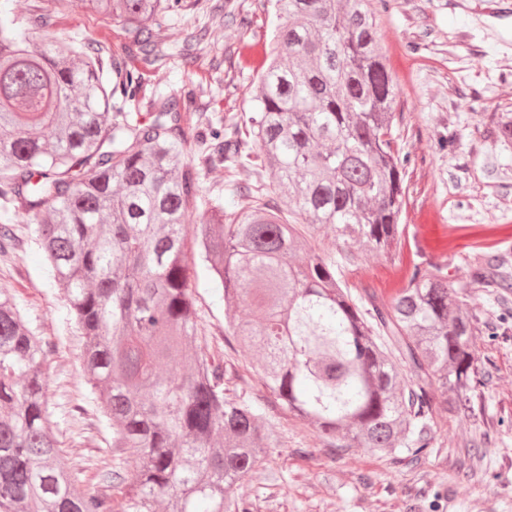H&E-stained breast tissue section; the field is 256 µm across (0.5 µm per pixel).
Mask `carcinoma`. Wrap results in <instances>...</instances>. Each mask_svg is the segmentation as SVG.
Here are the masks:
<instances>
[{"label": "carcinoma", "mask_w": 512, "mask_h": 512, "mask_svg": "<svg viewBox=\"0 0 512 512\" xmlns=\"http://www.w3.org/2000/svg\"><path fill=\"white\" fill-rule=\"evenodd\" d=\"M274 0L272 37L256 32L264 69L249 128L196 111L203 88L145 95L135 61L162 68L156 27L183 0H82L126 30L125 59L105 47L36 43L15 16L0 22V255L24 215L83 339L112 447L139 457L98 485L57 465L42 364L50 342L0 289V512H248L233 487L280 443L262 405L238 391L236 365L198 336L199 273L222 293L236 343L259 355L274 403L330 449L363 448L421 464L437 415L476 418L477 323L448 255L401 223L408 158L393 127L397 81L378 41L374 2ZM192 7L216 27L249 30L239 0ZM134 111L128 112L126 108ZM497 138L512 143V112ZM229 162L269 181L280 202L249 186L196 218V167ZM376 254L394 281L382 293L311 246V232ZM475 242L474 288L512 286L499 273L497 225ZM241 305L252 317L236 321ZM177 366L162 375L157 365Z\"/></svg>", "instance_id": "cac0c4a2"}]
</instances>
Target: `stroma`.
<instances>
[{
    "label": "stroma",
    "instance_id": "obj_1",
    "mask_svg": "<svg viewBox=\"0 0 512 512\" xmlns=\"http://www.w3.org/2000/svg\"><path fill=\"white\" fill-rule=\"evenodd\" d=\"M18 15L50 12L48 26L32 37L53 36L121 49L125 36L111 17L86 10L81 0H10ZM205 15L187 9L169 15L156 37L171 49L167 67L145 71V89L181 92L203 87L199 111L242 117L262 58L244 50L242 30L210 29ZM207 35L194 60L181 51L199 30ZM378 40L398 83L397 144L408 155V196L402 221L431 207L438 213L433 236L462 224L512 226V146L494 139L500 112L512 109V0H387ZM201 195L221 188L225 205L236 189L255 185L249 169L202 167ZM456 283L470 286L469 303L481 320L475 351L484 384L473 403L477 419L443 418L427 463L409 466L361 448L330 453L315 429L270 405L250 353L242 364L240 390L267 405L270 427L281 436L272 460L278 482L256 476L235 487L250 512H512V292L475 288L466 252L449 256ZM0 288L8 289L22 314L51 344L42 365L50 427L61 443L60 461L71 465L73 438H81L80 479L98 481L103 466L134 471L138 460L117 454L112 429L102 417L83 375L82 340L65 319L61 289L47 285L32 232L18 258L0 262ZM197 308L209 343L224 344V303L207 278L198 284Z\"/></svg>",
    "mask_w": 512,
    "mask_h": 512
}]
</instances>
